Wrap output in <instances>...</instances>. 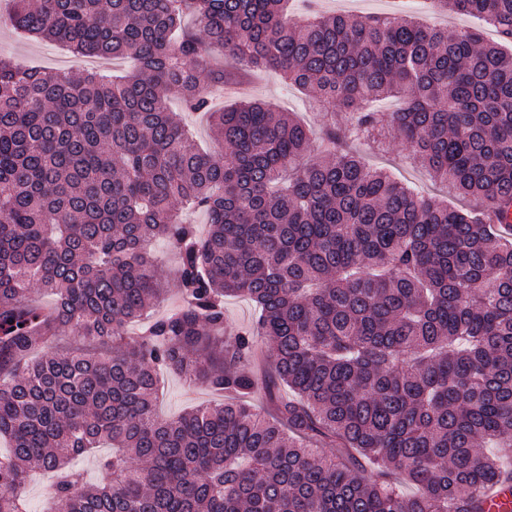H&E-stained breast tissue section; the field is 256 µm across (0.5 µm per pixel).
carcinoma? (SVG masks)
<instances>
[{
  "instance_id": "cac0c4a2",
  "label": "carcinoma",
  "mask_w": 512,
  "mask_h": 512,
  "mask_svg": "<svg viewBox=\"0 0 512 512\" xmlns=\"http://www.w3.org/2000/svg\"><path fill=\"white\" fill-rule=\"evenodd\" d=\"M11 2L12 27L132 69L0 57V512H25L35 470L54 473V512H486L512 493L487 452L512 444V232L492 219L512 206V0H429L497 42L317 0L300 20L289 0ZM267 69L350 111L320 156L292 112L212 110L210 88ZM173 98L219 151L199 152ZM389 98L390 115L372 107ZM385 124L477 206L347 150ZM184 209L207 214L205 236ZM157 240L183 299L161 316ZM235 296L259 316L225 336ZM66 331L81 346L61 352ZM163 374L227 401L161 419ZM102 444L106 479L86 485L71 461Z\"/></svg>"
}]
</instances>
